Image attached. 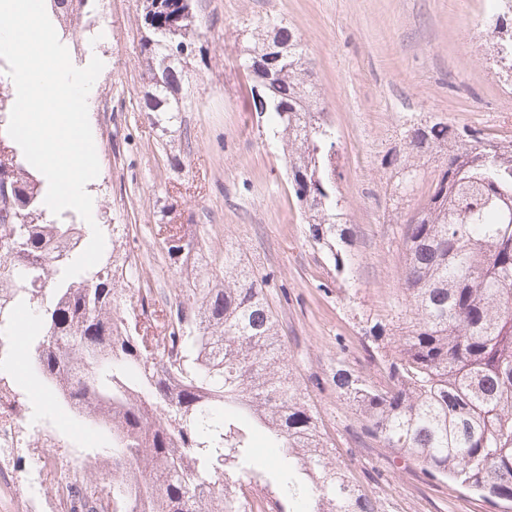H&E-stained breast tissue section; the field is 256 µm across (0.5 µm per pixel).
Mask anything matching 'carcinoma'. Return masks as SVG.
<instances>
[{
	"label": "carcinoma",
	"mask_w": 512,
	"mask_h": 512,
	"mask_svg": "<svg viewBox=\"0 0 512 512\" xmlns=\"http://www.w3.org/2000/svg\"><path fill=\"white\" fill-rule=\"evenodd\" d=\"M89 0H45L62 31ZM169 16L143 25L140 54L149 90L143 111L171 123L183 70L170 48ZM288 54L272 63L245 46L241 67L264 92L267 123L284 143L292 192L309 236L345 267L351 231L336 184V130L320 106L303 49L288 26ZM512 73V35L497 42ZM13 101L0 96V367L24 358L65 405L112 428L111 470L81 486L64 478L66 512H379L324 437L288 369L267 280L224 252V283H181L165 334H149V288H124L105 254L61 281L87 247L88 229L45 205L37 175L7 134ZM392 160L400 190L417 176L413 158L443 153L440 174L406 221L402 285L407 331L394 337L380 387L344 368L333 383L364 431L420 461L436 478L512 501V141L444 123L407 130ZM167 252L188 259L194 239L163 229ZM140 305L143 327L121 306ZM26 311L42 333L22 331ZM275 449L257 458L253 439Z\"/></svg>",
	"instance_id": "cac0c4a2"
}]
</instances>
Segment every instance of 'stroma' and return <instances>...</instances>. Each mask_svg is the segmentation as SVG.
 <instances>
[{
    "mask_svg": "<svg viewBox=\"0 0 512 512\" xmlns=\"http://www.w3.org/2000/svg\"><path fill=\"white\" fill-rule=\"evenodd\" d=\"M493 0H195L196 50L184 67L187 96L174 123L143 112L148 89L140 54L142 0H93L67 42L71 62L104 68L88 103L100 172L90 185L104 236L126 225L120 250L132 285L151 289L164 315L179 285L240 252L268 277L290 370L314 402L326 437L381 512H512L448 479L431 477L413 458L362 434L354 407L332 377L338 365L386 382L380 352L366 337L376 323L404 326L402 228L427 197L438 155L418 160L406 194L393 157L405 131L434 122L512 140V86L485 31ZM272 17L301 38L318 98L336 128V181L353 236L346 268L336 272L288 185L282 149L256 112L252 81L238 67L251 29ZM180 226L198 244L192 263L171 260L159 225ZM25 425L13 450V480H0V512H66L56 478L33 457L34 434L51 437L65 466L105 460L108 427L64 407L32 373L10 366ZM26 485L18 497L17 484Z\"/></svg>",
    "mask_w": 512,
    "mask_h": 512,
    "instance_id": "35a3bbf8",
    "label": "stroma"
}]
</instances>
